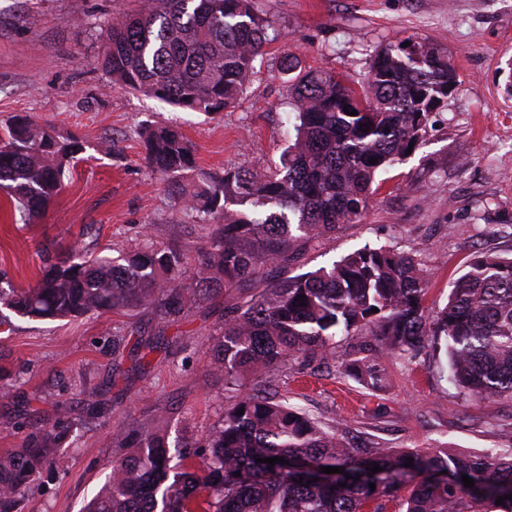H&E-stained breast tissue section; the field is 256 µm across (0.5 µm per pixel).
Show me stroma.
<instances>
[{
    "mask_svg": "<svg viewBox=\"0 0 512 512\" xmlns=\"http://www.w3.org/2000/svg\"><path fill=\"white\" fill-rule=\"evenodd\" d=\"M277 39L261 72L235 107L203 114L113 83L103 67L113 19L136 0H0V129L29 116L58 138L75 139L82 158L45 213L15 216L0 190V275L16 286L37 282L40 246L125 251L143 239L179 244L195 259L209 232L199 214L171 199L144 160L142 132L178 127L204 172L266 171L286 148L287 56L355 80L370 53L406 38L431 41L447 54L459 81L434 118L426 141L386 174L362 217L299 249L298 274L330 265L364 245L419 255L432 277L426 312L444 306L450 282L479 252L512 254V0H257ZM231 291L162 325L155 313L87 314L37 321L11 315L0 327V455L21 450L27 435L50 428L58 405L78 424L43 470L22 489V512H80L100 490L123 450L117 427L159 428L170 439L204 437L224 416V386L206 373L224 329ZM164 343L134 367L140 338ZM122 339V360L112 354ZM337 358L290 360L272 375L277 399L323 421L340 420L363 440L387 448L482 453L512 447V401L460 395L438 360L385 359L386 386L374 392L339 376ZM111 403L87 416L90 391Z\"/></svg>",
    "mask_w": 512,
    "mask_h": 512,
    "instance_id": "stroma-1",
    "label": "stroma"
}]
</instances>
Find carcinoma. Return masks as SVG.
Returning <instances> with one entry per match:
<instances>
[{
	"instance_id": "carcinoma-1",
	"label": "carcinoma",
	"mask_w": 512,
	"mask_h": 512,
	"mask_svg": "<svg viewBox=\"0 0 512 512\" xmlns=\"http://www.w3.org/2000/svg\"><path fill=\"white\" fill-rule=\"evenodd\" d=\"M271 29L256 0H142L109 26L104 64L129 91L221 112L257 74ZM408 42L375 49L358 89L284 58L292 121L288 147L267 172H204L189 183L197 164L183 133H142L148 166L211 227L194 265L174 243L116 257L71 249L53 259L44 247L42 276L29 288L1 280L0 306L35 320L154 308L174 322L212 287L230 286L246 298L224 311L222 339L207 361L208 375L224 379L227 391L294 356L333 358L336 337L356 335L364 341L343 373L369 390L384 387L381 359L411 362L442 341L455 389L511 400L512 258L473 257L432 320L423 309L429 273L413 253L365 245L328 267L288 274L296 242L361 218L380 175L425 141L431 104L458 83L436 44ZM346 96L357 115L339 103ZM81 151L78 142L16 116L0 137V188L23 216H36L59 195L66 165ZM229 204L252 210L234 215ZM261 263L269 277L260 284ZM71 424L62 407L53 430L32 432L24 448L0 456V512H21V488ZM172 446L161 430L139 433L83 512H384L383 502L403 490L405 512H512V500L496 504L512 494V448L465 454L359 446L343 422L324 424L264 388L238 397L203 440ZM276 456L288 464L256 462ZM376 465L381 471H370ZM311 467L340 472L317 479ZM464 476L474 487L463 485Z\"/></svg>"
}]
</instances>
